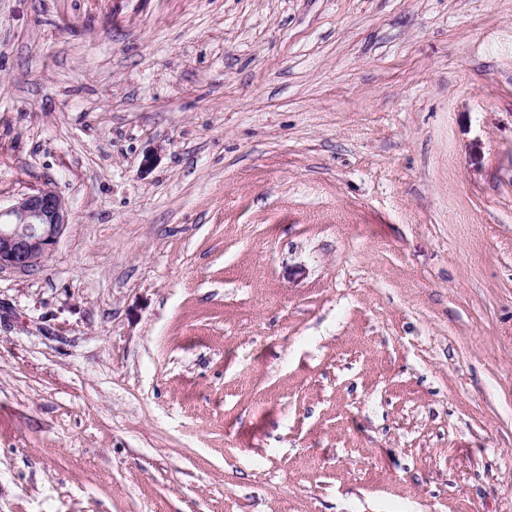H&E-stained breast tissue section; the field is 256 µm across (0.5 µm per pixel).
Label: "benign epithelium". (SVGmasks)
<instances>
[{
	"mask_svg": "<svg viewBox=\"0 0 512 512\" xmlns=\"http://www.w3.org/2000/svg\"><path fill=\"white\" fill-rule=\"evenodd\" d=\"M70 224L64 199L37 187L0 209V270H30L54 250Z\"/></svg>",
	"mask_w": 512,
	"mask_h": 512,
	"instance_id": "benign-epithelium-1",
	"label": "benign epithelium"
}]
</instances>
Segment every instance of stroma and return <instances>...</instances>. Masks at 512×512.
<instances>
[{"mask_svg": "<svg viewBox=\"0 0 512 512\" xmlns=\"http://www.w3.org/2000/svg\"><path fill=\"white\" fill-rule=\"evenodd\" d=\"M44 184L0 512H512V0H0Z\"/></svg>", "mask_w": 512, "mask_h": 512, "instance_id": "stroma-1", "label": "stroma"}]
</instances>
